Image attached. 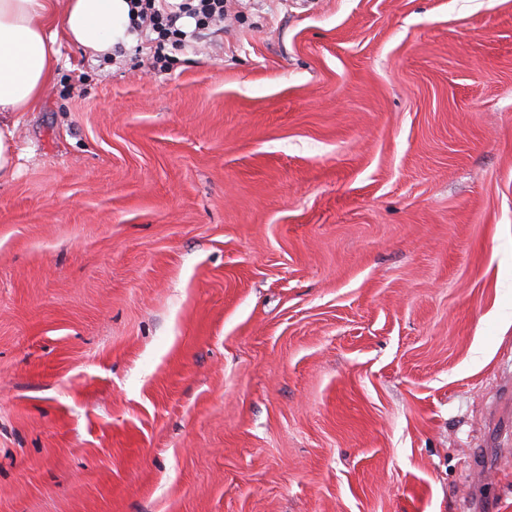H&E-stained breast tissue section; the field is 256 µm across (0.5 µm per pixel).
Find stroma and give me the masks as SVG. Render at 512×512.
Listing matches in <instances>:
<instances>
[{"mask_svg": "<svg viewBox=\"0 0 512 512\" xmlns=\"http://www.w3.org/2000/svg\"><path fill=\"white\" fill-rule=\"evenodd\" d=\"M61 47L0 179V512H512V0H228Z\"/></svg>", "mask_w": 512, "mask_h": 512, "instance_id": "stroma-1", "label": "stroma"}]
</instances>
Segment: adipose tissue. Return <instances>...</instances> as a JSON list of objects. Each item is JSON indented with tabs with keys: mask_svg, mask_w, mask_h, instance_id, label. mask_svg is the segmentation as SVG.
<instances>
[{
	"mask_svg": "<svg viewBox=\"0 0 512 512\" xmlns=\"http://www.w3.org/2000/svg\"><path fill=\"white\" fill-rule=\"evenodd\" d=\"M129 0H0V176L14 172L17 113L36 110L61 42L107 56L133 38Z\"/></svg>",
	"mask_w": 512,
	"mask_h": 512,
	"instance_id": "1",
	"label": "adipose tissue"
}]
</instances>
